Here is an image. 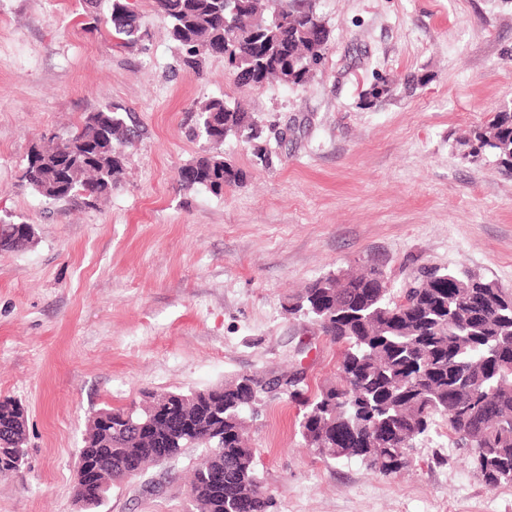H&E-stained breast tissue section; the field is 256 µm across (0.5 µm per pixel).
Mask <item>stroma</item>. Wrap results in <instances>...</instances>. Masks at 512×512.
I'll return each instance as SVG.
<instances>
[{
	"instance_id": "stroma-1",
	"label": "stroma",
	"mask_w": 512,
	"mask_h": 512,
	"mask_svg": "<svg viewBox=\"0 0 512 512\" xmlns=\"http://www.w3.org/2000/svg\"><path fill=\"white\" fill-rule=\"evenodd\" d=\"M144 39L112 47L84 0H0V213L35 228L0 251V399L26 410L27 456L0 478V512H82L75 496L89 418L145 390L205 389L243 373L309 388L336 373L340 346L289 315L292 295L378 261L392 288L425 266L463 268L512 289V175L461 158L456 137L512 104V0H321L324 63L299 86L239 87L223 58L182 72L151 0H128ZM413 91L361 105L375 74ZM221 97L272 127L222 152L244 181L184 190L198 157L187 108ZM129 109L140 137L120 185L94 204L49 201L20 175L42 138L89 113ZM303 408L279 394L249 423L272 512H512V486L473 474L445 427L409 468L371 474L320 458L298 433ZM202 451L114 486L100 512H190Z\"/></svg>"
}]
</instances>
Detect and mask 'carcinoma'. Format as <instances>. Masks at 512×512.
<instances>
[{
    "label": "carcinoma",
    "mask_w": 512,
    "mask_h": 512,
    "mask_svg": "<svg viewBox=\"0 0 512 512\" xmlns=\"http://www.w3.org/2000/svg\"><path fill=\"white\" fill-rule=\"evenodd\" d=\"M321 0H152L184 51L183 70L198 75L202 56H221L240 86L270 78L288 85L306 82L324 59L330 30ZM113 45L127 48L142 38L140 17L126 0H111ZM399 83L376 75L368 104L393 96ZM189 131L209 150L178 171L185 190L204 187L219 195L244 179L243 171L218 152L228 137L253 144L267 166L272 155L260 145L264 126L223 98L186 109ZM126 109L112 105L90 113L67 137L32 149L21 182L51 200L100 199L124 173L121 148L138 137ZM462 158H493L512 174V110L494 113L459 141ZM26 222L0 216V250L29 247ZM342 347L336 380L316 392L291 397L304 408L299 432L324 459L357 461L391 474L410 464L416 440L437 420L467 465L492 486L512 484V363L500 371L478 370L497 352L512 353V289L465 269L434 268L395 292L387 273L363 266L337 278L311 281L289 307ZM267 393L255 374L196 391L184 402L192 417L193 446L205 450L191 482L194 512H239L224 490L248 494L246 512H271L272 496L259 475L244 432L246 414L258 413ZM112 433L97 436L90 422L84 443L106 455L115 484L155 464L150 438L125 428L129 408H111Z\"/></svg>",
    "instance_id": "cac0c4a2"
}]
</instances>
